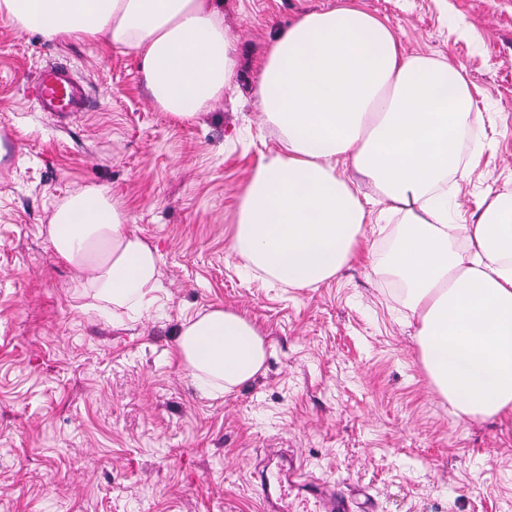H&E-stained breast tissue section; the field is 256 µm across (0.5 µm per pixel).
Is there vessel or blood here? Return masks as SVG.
Here are the masks:
<instances>
[{
	"label": "vessel or blood",
	"instance_id": "1",
	"mask_svg": "<svg viewBox=\"0 0 512 512\" xmlns=\"http://www.w3.org/2000/svg\"><path fill=\"white\" fill-rule=\"evenodd\" d=\"M43 111L54 115L85 111L88 92L73 70L63 63L45 66L31 91ZM291 468L266 471L262 495L266 512H347L348 504L322 484L295 483Z\"/></svg>",
	"mask_w": 512,
	"mask_h": 512
}]
</instances>
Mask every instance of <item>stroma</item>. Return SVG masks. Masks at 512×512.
Instances as JSON below:
<instances>
[{"mask_svg":"<svg viewBox=\"0 0 512 512\" xmlns=\"http://www.w3.org/2000/svg\"><path fill=\"white\" fill-rule=\"evenodd\" d=\"M345 0H217L234 43L229 87L195 118L152 99L134 51L49 42L0 19V512H263L270 451L364 512H512V420L455 417L429 382L385 254L398 222L366 227L368 258L315 288L248 269L230 238L260 155L269 43ZM407 53L444 57L477 87L476 168L448 220L512 195V0H355ZM68 59L90 107L39 111L27 86ZM108 191L161 254L158 301L113 322L87 310L47 237L55 209ZM220 306L256 323L266 371L208 399L173 359L182 325Z\"/></svg>","mask_w":512,"mask_h":512,"instance_id":"obj_1","label":"stroma"}]
</instances>
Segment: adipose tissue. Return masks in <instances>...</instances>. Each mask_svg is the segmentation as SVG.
<instances>
[{
	"instance_id": "1",
	"label": "adipose tissue",
	"mask_w": 512,
	"mask_h": 512,
	"mask_svg": "<svg viewBox=\"0 0 512 512\" xmlns=\"http://www.w3.org/2000/svg\"><path fill=\"white\" fill-rule=\"evenodd\" d=\"M0 17L49 41L134 51L154 100L184 120L223 95L235 65L214 0H0ZM472 101L455 64L404 54L392 26L365 10L303 13L259 68L257 108L281 148L244 184L230 249L283 285L313 288L358 257L368 206L380 203L401 220L385 265L430 382L455 415L512 418V196L487 200L478 223L448 221L445 187L458 136L476 121ZM48 239L75 288L114 320L154 303L157 251L103 189L59 205ZM176 355L194 384L225 395L264 373L267 344L252 321L214 308L183 325Z\"/></svg>"
}]
</instances>
